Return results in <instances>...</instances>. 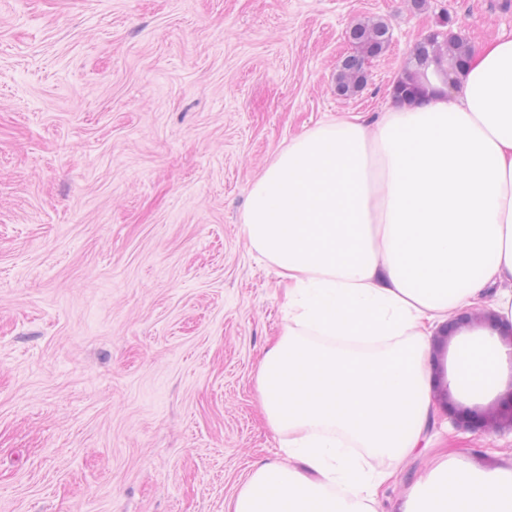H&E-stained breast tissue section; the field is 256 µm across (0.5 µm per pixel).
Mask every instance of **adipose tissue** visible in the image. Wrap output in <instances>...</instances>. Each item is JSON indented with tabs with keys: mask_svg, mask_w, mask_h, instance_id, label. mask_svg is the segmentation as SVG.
<instances>
[{
	"mask_svg": "<svg viewBox=\"0 0 512 512\" xmlns=\"http://www.w3.org/2000/svg\"><path fill=\"white\" fill-rule=\"evenodd\" d=\"M431 87L421 105L314 127L252 185L244 233L288 313L260 408L288 444L230 512H379L391 461L432 443L435 331L474 309L512 324V36ZM445 379L450 397L494 399L512 346L459 335ZM399 512H512V463L433 456Z\"/></svg>",
	"mask_w": 512,
	"mask_h": 512,
	"instance_id": "1",
	"label": "adipose tissue"
}]
</instances>
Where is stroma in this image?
<instances>
[{
	"instance_id": "1",
	"label": "stroma",
	"mask_w": 512,
	"mask_h": 512,
	"mask_svg": "<svg viewBox=\"0 0 512 512\" xmlns=\"http://www.w3.org/2000/svg\"><path fill=\"white\" fill-rule=\"evenodd\" d=\"M388 23L337 96L349 28ZM512 34V0H0V512H229L287 433L257 374L285 326L243 231L273 154L376 118L414 45ZM431 453L512 460V429ZM429 453L395 462L397 512Z\"/></svg>"
}]
</instances>
